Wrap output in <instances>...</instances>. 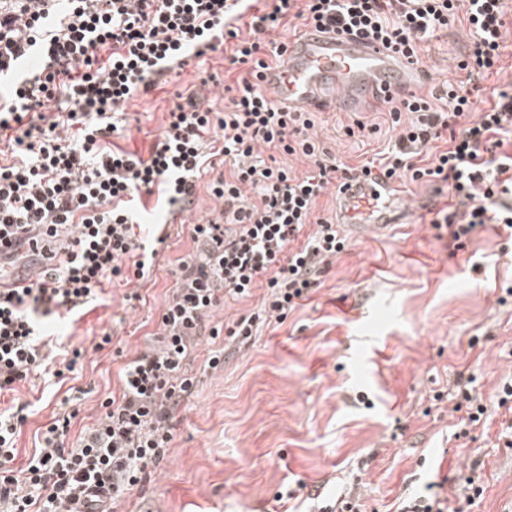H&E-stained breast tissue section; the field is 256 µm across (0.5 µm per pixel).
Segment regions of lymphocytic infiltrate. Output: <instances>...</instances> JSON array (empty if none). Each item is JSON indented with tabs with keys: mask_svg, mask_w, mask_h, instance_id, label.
Returning <instances> with one entry per match:
<instances>
[{
	"mask_svg": "<svg viewBox=\"0 0 512 512\" xmlns=\"http://www.w3.org/2000/svg\"><path fill=\"white\" fill-rule=\"evenodd\" d=\"M505 0H10L0 6V138L11 163L0 164V263L28 261L23 288L0 289V392L31 374L59 378L74 371L82 347L46 338L42 319L78 314L97 301L107 282L136 288L153 279L155 253L137 230L141 197L161 192L183 212L196 181L211 174L216 217L189 225L195 248L179 260L162 329L146 351L130 359L118 395L104 415L66 440L76 408L60 406L25 468L14 469L17 438L26 417L0 416V512H113L139 488L148 466L159 465L174 441L177 408L195 393L190 375L200 336L224 299L265 286L260 310L228 327V337L250 342L266 323H283L317 287L329 257L345 243L335 224L315 218L317 201L333 173L381 174L392 180L442 183L455 208L440 212L456 243L478 225L512 229V92L500 91L479 111L458 84L435 98L417 95L383 103L398 130L392 150L356 167L337 164L315 141L312 112H288L263 92V70L285 62L284 41L272 32L316 27L377 42L412 62L420 44L465 16L471 43L457 70L467 81L495 72L504 49ZM224 48L242 67L223 111L189 94L169 111L149 157L104 146L118 115L160 77L183 69L190 55ZM46 75L27 67L31 56ZM65 96L70 109L48 114ZM477 119H470V112ZM468 125L438 147L442 129L461 118ZM303 154L313 164L305 177L271 166L261 149ZM232 164L213 176L211 160ZM484 493V476L471 471L456 507L437 495L402 501L398 512H471Z\"/></svg>",
	"mask_w": 512,
	"mask_h": 512,
	"instance_id": "1",
	"label": "lymphocytic infiltrate"
}]
</instances>
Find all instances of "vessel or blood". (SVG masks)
<instances>
[{
    "instance_id": "vessel-or-blood-1",
    "label": "vessel or blood",
    "mask_w": 512,
    "mask_h": 512,
    "mask_svg": "<svg viewBox=\"0 0 512 512\" xmlns=\"http://www.w3.org/2000/svg\"><path fill=\"white\" fill-rule=\"evenodd\" d=\"M286 62L264 71L261 86L289 112L340 106L369 112L386 98L414 91L425 73L403 56L360 38L301 31L287 42ZM337 223L349 239L370 237L403 223L404 196L384 177H358L338 186Z\"/></svg>"
}]
</instances>
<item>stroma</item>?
Segmentation results:
<instances>
[{"mask_svg": "<svg viewBox=\"0 0 512 512\" xmlns=\"http://www.w3.org/2000/svg\"><path fill=\"white\" fill-rule=\"evenodd\" d=\"M468 41L462 21L423 43L421 94L463 79L456 60ZM227 66L223 51H210L136 95L113 145L149 156L177 93ZM312 135L337 163L355 166L393 147L397 132L388 113L336 111L318 113ZM402 190L410 202L405 223L348 241L283 323L226 350L223 370L204 372L211 344L200 338L191 365L198 393L176 413L165 460L118 512H315L318 502L353 486L367 512H396L400 500L456 481L476 459L485 466L486 490L472 512H512V412L497 405L500 386L512 380V231L485 224L456 248L434 223L448 193L425 185ZM168 231L157 247L155 280L140 299L115 283L80 317L44 320L52 338L87 354L59 383L35 375L0 394V412L27 407L16 466L34 454L38 431L69 388L83 390L74 437L119 393L122 367L161 325L177 259L193 250L177 225ZM105 330L119 345L95 351L93 339ZM462 377L472 378L489 415L463 437L454 410ZM300 483L308 500L280 499Z\"/></svg>", "mask_w": 512, "mask_h": 512, "instance_id": "obj_1", "label": "stroma"}]
</instances>
